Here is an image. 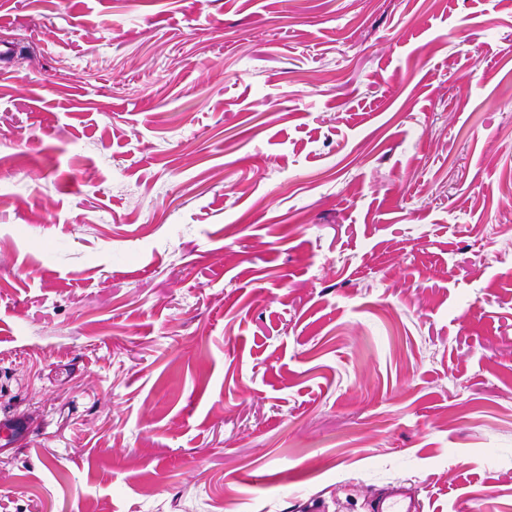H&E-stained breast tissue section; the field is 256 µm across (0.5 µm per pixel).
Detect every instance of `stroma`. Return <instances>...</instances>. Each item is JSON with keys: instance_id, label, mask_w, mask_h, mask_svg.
<instances>
[{"instance_id": "1", "label": "stroma", "mask_w": 512, "mask_h": 512, "mask_svg": "<svg viewBox=\"0 0 512 512\" xmlns=\"http://www.w3.org/2000/svg\"><path fill=\"white\" fill-rule=\"evenodd\" d=\"M0 512H512V0H0ZM32 423L23 416L19 415H1L0 416V440L2 436L6 444L1 446L23 444L33 434ZM373 512H420L414 496L405 488H396L392 494L378 503Z\"/></svg>"}]
</instances>
